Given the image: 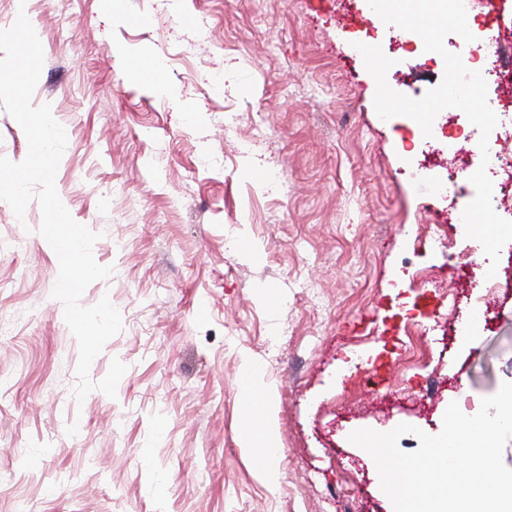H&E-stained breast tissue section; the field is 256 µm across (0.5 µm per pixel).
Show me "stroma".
Segmentation results:
<instances>
[{
	"label": "stroma",
	"instance_id": "1",
	"mask_svg": "<svg viewBox=\"0 0 512 512\" xmlns=\"http://www.w3.org/2000/svg\"><path fill=\"white\" fill-rule=\"evenodd\" d=\"M26 15L44 51L32 103L67 135L56 189L112 270L81 303L109 297L123 320L90 378L127 370L116 398L77 401L40 207L20 221L0 201V512H392L350 434L435 435L451 402L512 381V242L496 289L474 287L467 259L490 260L448 209L475 189L412 177L422 129L378 116L357 46H381L412 99L442 57L393 49L367 0H29ZM509 32L498 0L473 35L506 51ZM431 269L439 287L416 276ZM265 392L272 488L244 443Z\"/></svg>",
	"mask_w": 512,
	"mask_h": 512
}]
</instances>
